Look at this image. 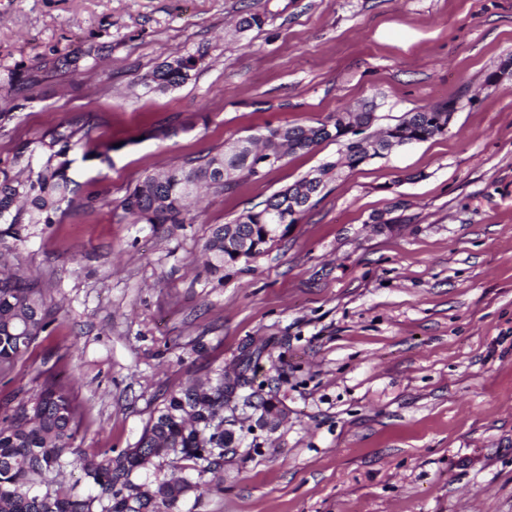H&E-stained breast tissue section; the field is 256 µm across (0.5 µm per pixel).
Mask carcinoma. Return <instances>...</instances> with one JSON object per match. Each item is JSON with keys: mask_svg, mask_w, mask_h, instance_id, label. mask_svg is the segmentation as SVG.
I'll return each instance as SVG.
<instances>
[{"mask_svg": "<svg viewBox=\"0 0 512 512\" xmlns=\"http://www.w3.org/2000/svg\"><path fill=\"white\" fill-rule=\"evenodd\" d=\"M205 52L178 55L144 77L146 88L166 92L186 83ZM376 104L364 105L356 123L370 130ZM456 103L423 107L406 113L383 132L382 144L371 150L366 140L336 118L315 126L270 125L259 131L261 144L235 147L185 160L160 175H147L129 188L122 200L124 218L132 224H185L193 196L203 186L229 191L235 177L256 176L285 157L309 152L323 142L339 145V157L318 166L322 183L341 169L353 170L387 148L423 142L448 132V116ZM96 116L81 112L49 126L35 141L22 142L12 156L0 159V375L7 376L35 341L48 330L50 305L42 281L20 265L16 252L30 225L58 224L74 202L78 183L69 153L85 149L84 157L101 158L112 144L93 133ZM274 156L272 163L264 158ZM318 196L321 190L306 178L275 192L260 209L246 210L232 221L213 227L203 247L205 265L230 279L297 223L313 203L299 201L300 189ZM262 350H246L236 383L219 373L198 385L192 381L171 393L150 416L131 448H107L95 459L73 457L79 407L71 389L47 378L36 394L18 403L0 424V512H182L189 499L199 503L223 480L224 455L241 438L224 432V405L241 387L243 403L260 412L258 423L275 428L265 415L276 403L254 389ZM80 469L89 492H76L64 479L67 469Z\"/></svg>", "mask_w": 512, "mask_h": 512, "instance_id": "1", "label": "carcinoma"}]
</instances>
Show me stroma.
I'll return each instance as SVG.
<instances>
[{"instance_id":"35a3bbf8","label":"stroma","mask_w":512,"mask_h":512,"mask_svg":"<svg viewBox=\"0 0 512 512\" xmlns=\"http://www.w3.org/2000/svg\"><path fill=\"white\" fill-rule=\"evenodd\" d=\"M264 23L237 32L246 11ZM99 50L94 68L68 60ZM204 50L184 85L141 79ZM512 0H0V158L78 112L109 160H76L61 223L18 245L55 320L6 377L0 416L47 377L81 405L74 446L128 448L175 390L262 349L288 418L224 459L191 512H512ZM375 102L374 129L458 102L445 135L342 169L248 271L203 267L213 225L259 206L335 143L208 193L191 223L132 224L149 174L272 124ZM166 126L170 137L149 131Z\"/></svg>"}]
</instances>
